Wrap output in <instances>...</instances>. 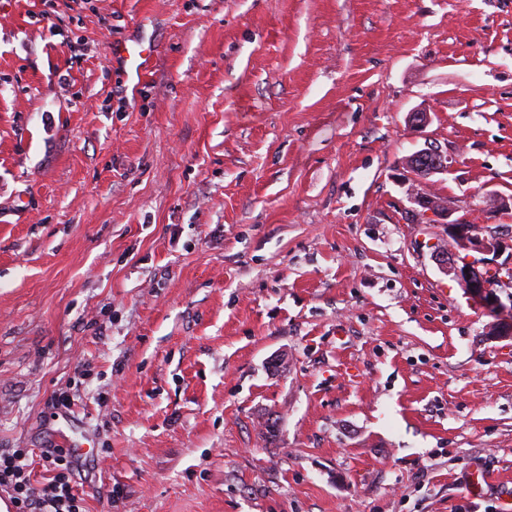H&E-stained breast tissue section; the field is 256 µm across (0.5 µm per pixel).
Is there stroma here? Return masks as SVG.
Listing matches in <instances>:
<instances>
[{
  "label": "stroma",
  "mask_w": 512,
  "mask_h": 512,
  "mask_svg": "<svg viewBox=\"0 0 512 512\" xmlns=\"http://www.w3.org/2000/svg\"><path fill=\"white\" fill-rule=\"evenodd\" d=\"M428 142L512 241V0H0V448L91 446L86 512H504L512 340L410 212ZM111 52L125 79L138 86L149 72L156 49L150 42L145 46L143 39H133L113 42Z\"/></svg>",
  "instance_id": "stroma-1"
}]
</instances>
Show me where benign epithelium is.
<instances>
[{
    "instance_id": "benign-epithelium-1",
    "label": "benign epithelium",
    "mask_w": 512,
    "mask_h": 512,
    "mask_svg": "<svg viewBox=\"0 0 512 512\" xmlns=\"http://www.w3.org/2000/svg\"><path fill=\"white\" fill-rule=\"evenodd\" d=\"M451 164L448 149L437 144H428L406 157L404 184L408 185V200L420 208L419 215H430L434 223L447 225L456 251L439 253L436 260L445 272L461 281L474 300L498 313L499 322L493 328L494 333L512 339V295L509 296L511 305L506 306L491 291V286L496 283L512 285V244L494 232L476 231L465 218L454 217L456 207L448 204L447 199L422 190L431 177L448 173ZM484 200L493 212L512 213V196L487 192ZM503 254L506 258L501 263L490 264L484 259L486 255L499 257Z\"/></svg>"
}]
</instances>
